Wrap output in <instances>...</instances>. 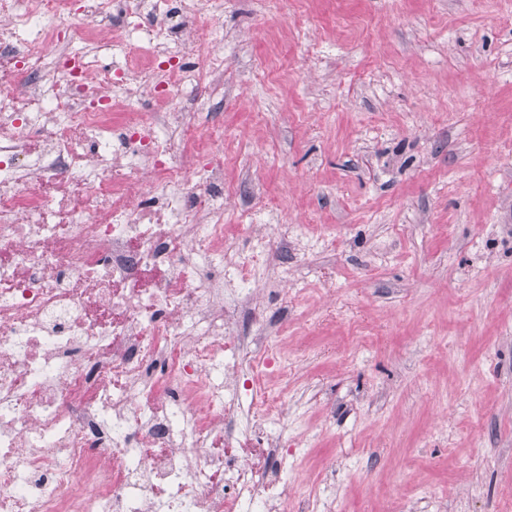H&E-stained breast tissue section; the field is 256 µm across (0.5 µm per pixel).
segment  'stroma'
Instances as JSON below:
<instances>
[{
  "instance_id": "obj_1",
  "label": "stroma",
  "mask_w": 512,
  "mask_h": 512,
  "mask_svg": "<svg viewBox=\"0 0 512 512\" xmlns=\"http://www.w3.org/2000/svg\"><path fill=\"white\" fill-rule=\"evenodd\" d=\"M292 512H512V0H224Z\"/></svg>"
}]
</instances>
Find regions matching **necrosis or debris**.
Segmentation results:
<instances>
[{
	"label": "necrosis or debris",
	"instance_id": "obj_1",
	"mask_svg": "<svg viewBox=\"0 0 512 512\" xmlns=\"http://www.w3.org/2000/svg\"><path fill=\"white\" fill-rule=\"evenodd\" d=\"M223 14L0 0V512H288V227L224 247Z\"/></svg>",
	"mask_w": 512,
	"mask_h": 512
}]
</instances>
